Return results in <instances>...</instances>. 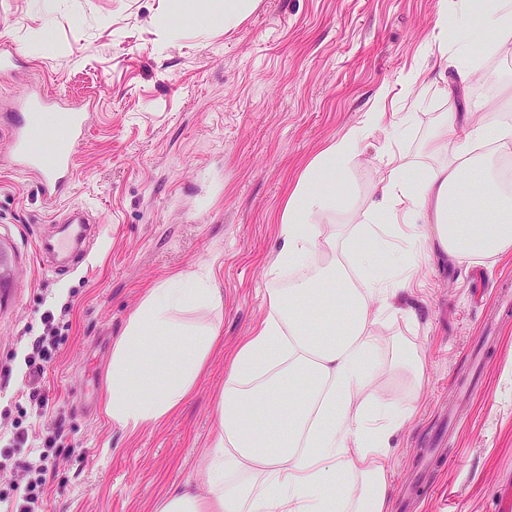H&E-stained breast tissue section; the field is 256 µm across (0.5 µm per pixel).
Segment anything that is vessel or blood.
<instances>
[{"mask_svg":"<svg viewBox=\"0 0 512 512\" xmlns=\"http://www.w3.org/2000/svg\"><path fill=\"white\" fill-rule=\"evenodd\" d=\"M48 107L63 113L60 126L49 129L41 124L39 113ZM15 110L17 120L10 131L15 163L37 175L42 197L56 202L74 175L75 149L85 139L97 105L91 101L71 105L66 96L30 90L17 98ZM87 230L83 208L75 207L62 230V238L41 241L39 248L45 253L68 250L85 240Z\"/></svg>","mask_w":512,"mask_h":512,"instance_id":"vessel-or-blood-1","label":"vessel or blood"}]
</instances>
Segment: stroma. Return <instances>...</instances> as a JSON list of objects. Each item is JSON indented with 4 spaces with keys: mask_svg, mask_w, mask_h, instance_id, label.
<instances>
[{
    "mask_svg": "<svg viewBox=\"0 0 512 512\" xmlns=\"http://www.w3.org/2000/svg\"><path fill=\"white\" fill-rule=\"evenodd\" d=\"M171 0H0V38L19 53L0 71V243L16 261L0 299V512H15L47 451L45 512H155L174 486L200 479L225 363L264 315L266 269L280 249L288 193L330 141L360 127L376 98L407 130L360 137L353 196L318 217L327 232L360 224L385 152L411 170L431 165L425 139L456 111L442 82L420 93L410 74L439 56L440 0H260L239 27L158 28ZM480 76L512 111V39L481 58ZM98 105L76 150L74 180L46 204L13 162L14 99L30 84ZM81 206L95 232L58 270L38 247L59 230L57 209ZM204 267L219 288L224 343L182 408L129 432L102 412L112 341L144 292ZM400 301L414 323L388 320L425 359L421 389L384 367L369 391L408 402L392 438L391 512H504L512 503V257L419 256ZM53 323H45V316ZM54 334L37 406L20 390L33 339Z\"/></svg>",
    "mask_w": 512,
    "mask_h": 512,
    "instance_id": "35a3bbf8",
    "label": "stroma"
}]
</instances>
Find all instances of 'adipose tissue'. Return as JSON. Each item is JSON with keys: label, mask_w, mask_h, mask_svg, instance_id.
I'll use <instances>...</instances> for the list:
<instances>
[{"label": "adipose tissue", "mask_w": 512, "mask_h": 512, "mask_svg": "<svg viewBox=\"0 0 512 512\" xmlns=\"http://www.w3.org/2000/svg\"><path fill=\"white\" fill-rule=\"evenodd\" d=\"M169 28L180 16L236 28L258 0H173ZM438 79L467 93L479 65L474 43L496 50L512 37V0H452L440 13ZM386 118L383 101L361 127L330 142L299 177L280 217L281 247L268 267L266 311L230 358L215 424L203 455V481L172 489L156 512H390L386 461L392 437L411 417L407 404L368 398L385 364L405 367L421 386L425 361L405 340L374 336L396 316L410 287L412 256L440 247L458 258L512 256V195L498 183L462 182L475 166L512 153V122L465 108L445 115L424 143L433 166L408 171L387 152L378 192L346 237L324 234L316 219L349 197L348 166L364 130ZM496 201L488 224H458L485 198ZM426 232H419V225ZM311 276L283 288L288 272ZM223 297L210 274L180 272L149 289L112 344L104 414L137 430L164 421L185 403L211 352L223 341L217 321L187 323L181 313L218 312Z\"/></svg>", "instance_id": "1"}]
</instances>
